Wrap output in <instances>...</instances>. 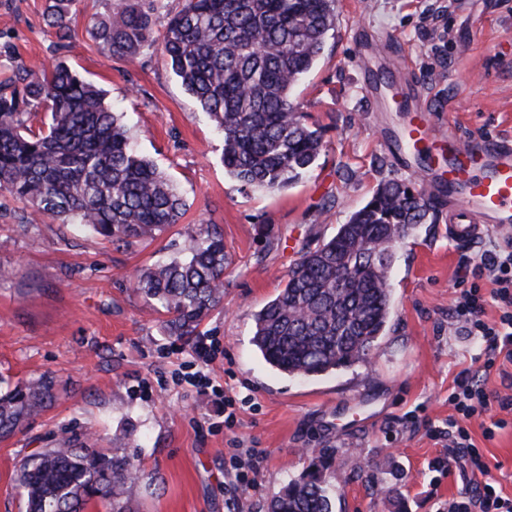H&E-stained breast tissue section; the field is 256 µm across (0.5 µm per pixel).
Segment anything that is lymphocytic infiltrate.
Here are the masks:
<instances>
[{
  "mask_svg": "<svg viewBox=\"0 0 512 512\" xmlns=\"http://www.w3.org/2000/svg\"><path fill=\"white\" fill-rule=\"evenodd\" d=\"M470 267L472 282L457 293L450 318L460 334L480 340L481 350L453 379L448 422L431 432L435 440L447 442L448 454L433 459L428 467L458 469L463 484L459 495L441 503L437 512H512V497L487 481L489 464L468 430L471 419L489 417L483 436L490 440L512 421V394L491 391L485 385L494 372L503 380H512V240L489 244ZM484 280L492 285L490 293L482 291ZM490 302L499 310L497 319L491 321L485 318Z\"/></svg>",
  "mask_w": 512,
  "mask_h": 512,
  "instance_id": "obj_1",
  "label": "lymphocytic infiltrate"
}]
</instances>
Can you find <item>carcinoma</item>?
<instances>
[{
    "label": "carcinoma",
    "instance_id": "cac0c4a2",
    "mask_svg": "<svg viewBox=\"0 0 512 512\" xmlns=\"http://www.w3.org/2000/svg\"><path fill=\"white\" fill-rule=\"evenodd\" d=\"M75 0H49L47 25L69 38ZM152 12L123 0L91 28L111 56L139 62L156 44L173 74L224 138V168L243 190L280 191L307 172L323 148L321 128L295 101L335 30V0H184L155 38ZM48 114L30 125L32 110ZM0 197L23 203L25 222L78 224L117 249L153 241L179 223L186 203L156 164L135 152L105 93L63 62L17 63L0 82ZM443 203L402 179L383 182L336 235L302 253L284 288L254 315L252 342L288 375L318 376L365 361L390 316L396 246ZM231 258L215 224L187 233L178 255L138 270L135 293L167 314L163 327L185 342L224 302ZM347 275L343 287L336 277ZM56 398L43 376L0 395V438H8ZM320 456L268 504V512H333ZM25 512H83L92 499L109 512H135L133 461L68 438L17 470Z\"/></svg>",
    "mask_w": 512,
    "mask_h": 512
}]
</instances>
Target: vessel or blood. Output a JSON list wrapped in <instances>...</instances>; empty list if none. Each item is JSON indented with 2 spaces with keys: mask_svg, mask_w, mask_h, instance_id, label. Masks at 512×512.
<instances>
[{
  "mask_svg": "<svg viewBox=\"0 0 512 512\" xmlns=\"http://www.w3.org/2000/svg\"><path fill=\"white\" fill-rule=\"evenodd\" d=\"M392 103L410 115L395 136L399 165H421L435 196L447 203L449 241L511 232L512 140L483 136L462 143L455 133L436 130L431 113L411 110L405 98Z\"/></svg>",
  "mask_w": 512,
  "mask_h": 512,
  "instance_id": "vessel-or-blood-1",
  "label": "vessel or blood"
}]
</instances>
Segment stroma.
Listing matches in <instances>:
<instances>
[{"label": "stroma", "mask_w": 512, "mask_h": 512, "mask_svg": "<svg viewBox=\"0 0 512 512\" xmlns=\"http://www.w3.org/2000/svg\"><path fill=\"white\" fill-rule=\"evenodd\" d=\"M119 0H77L70 37L44 21L47 0H0V80L14 59H59L107 93L133 147L153 160L187 205L158 239L118 250L73 224H21L22 203L0 201V394L44 375L57 401L0 440V512H24L21 461L62 438L108 454L114 437L138 466L136 512H267L309 466L332 457L335 512H436L462 488L429 471L444 455L429 436L447 420L448 388L475 342L448 309L470 245L448 240L447 213L396 247L393 310L367 361L309 378L271 369L251 342L253 315L284 287L304 248L332 238L383 181L404 178L381 138L405 115L384 111L364 75L393 73L399 91L464 139L512 136V0H336V29L294 97L323 131L312 170L278 192H244L224 170V143L158 50L130 65L90 34ZM224 230L233 263L224 306L202 330L210 362L166 335L130 277L175 256L188 229ZM237 423L224 426V400ZM475 444L487 479L512 495V426ZM259 448L249 484L230 471L234 450Z\"/></svg>", "instance_id": "obj_1"}]
</instances>
